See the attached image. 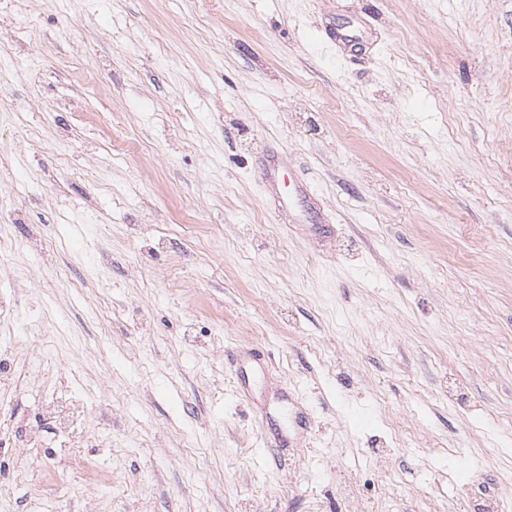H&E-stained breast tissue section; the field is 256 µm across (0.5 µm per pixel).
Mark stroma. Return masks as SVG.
<instances>
[{"label":"stroma","mask_w":512,"mask_h":512,"mask_svg":"<svg viewBox=\"0 0 512 512\" xmlns=\"http://www.w3.org/2000/svg\"><path fill=\"white\" fill-rule=\"evenodd\" d=\"M359 16V57L320 34ZM489 504L512 0H0V512ZM280 162L278 155L271 150L260 153V175L269 195L278 212L288 211L292 207V201L306 204L309 209L316 205L315 197L309 186L302 180L296 181L292 186V193L288 196L281 191Z\"/></svg>","instance_id":"obj_1"}]
</instances>
